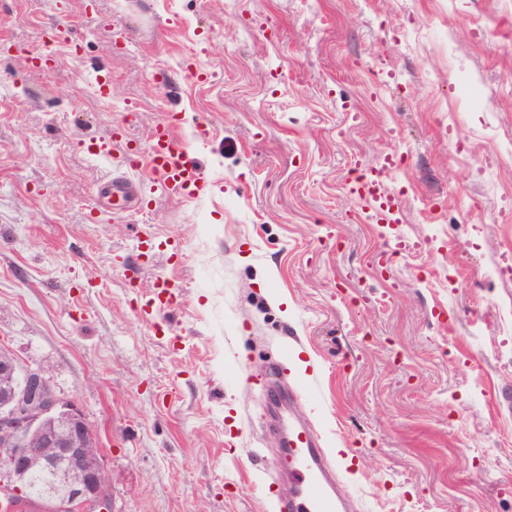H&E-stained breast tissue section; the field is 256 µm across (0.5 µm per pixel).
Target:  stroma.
Returning a JSON list of instances; mask_svg holds the SVG:
<instances>
[{
	"label": "stroma",
	"mask_w": 512,
	"mask_h": 512,
	"mask_svg": "<svg viewBox=\"0 0 512 512\" xmlns=\"http://www.w3.org/2000/svg\"><path fill=\"white\" fill-rule=\"evenodd\" d=\"M508 32L512 0H0V345L98 430L112 512H274L273 364L350 512H512ZM170 115L205 189L113 206V125ZM390 161L386 159L381 169L364 175L350 188V193L366 205L371 220L378 224H399L400 207L389 192L386 178Z\"/></svg>",
	"instance_id": "1"
}]
</instances>
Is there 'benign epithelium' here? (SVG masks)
<instances>
[{"label":"benign epithelium","mask_w":512,"mask_h":512,"mask_svg":"<svg viewBox=\"0 0 512 512\" xmlns=\"http://www.w3.org/2000/svg\"><path fill=\"white\" fill-rule=\"evenodd\" d=\"M35 467L49 474L54 499L69 512H112L100 434L56 395L43 370L22 367L0 348V512H15Z\"/></svg>","instance_id":"benign-epithelium-1"}]
</instances>
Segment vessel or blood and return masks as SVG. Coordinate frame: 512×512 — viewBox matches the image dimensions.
Returning a JSON list of instances; mask_svg holds the SVG:
<instances>
[{
    "mask_svg": "<svg viewBox=\"0 0 512 512\" xmlns=\"http://www.w3.org/2000/svg\"><path fill=\"white\" fill-rule=\"evenodd\" d=\"M112 142L118 148L115 159L125 174L104 184L108 197L123 201L137 198L139 187L130 174L143 166L173 197L194 194L205 182L202 169L189 158L167 122L160 121L151 127L147 153H140L118 130L114 131ZM387 174L384 168L371 171L350 189L365 204L370 219L378 224L399 221L400 207L388 190ZM296 399V392H289L275 425L285 444L281 461L288 468V489L276 493V506L279 512H346L348 504L336 490L337 470L328 462L324 438L309 423L294 416Z\"/></svg>",
    "mask_w": 512,
    "mask_h": 512,
    "instance_id": "obj_1",
    "label": "vessel or blood"
}]
</instances>
